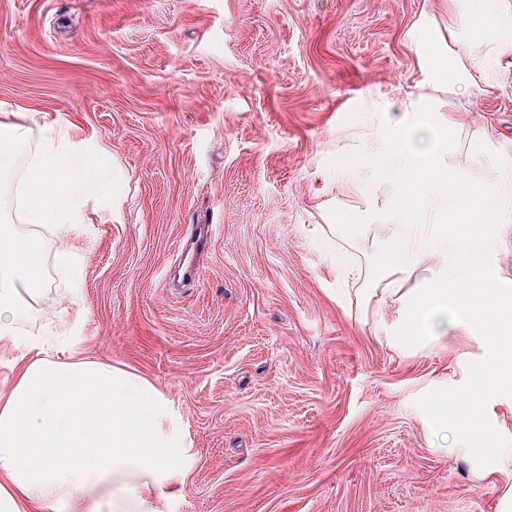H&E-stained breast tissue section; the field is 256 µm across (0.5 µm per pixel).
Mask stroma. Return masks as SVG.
Listing matches in <instances>:
<instances>
[{"label": "stroma", "mask_w": 512, "mask_h": 512, "mask_svg": "<svg viewBox=\"0 0 512 512\" xmlns=\"http://www.w3.org/2000/svg\"><path fill=\"white\" fill-rule=\"evenodd\" d=\"M451 0H0V103L104 145L121 204L86 203L83 351L174 400L196 450L172 512H502L508 480L433 446L421 397L462 385L483 341L393 336L367 293L372 235L331 208L365 144L350 113L435 86L458 121L448 164H512V51L463 36ZM425 28V47L412 34ZM486 146L473 150L474 143ZM208 228L197 283L183 245ZM43 274L57 276V230Z\"/></svg>", "instance_id": "35a3bbf8"}]
</instances>
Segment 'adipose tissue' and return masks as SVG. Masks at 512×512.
I'll use <instances>...</instances> for the list:
<instances>
[{
  "label": "adipose tissue",
  "mask_w": 512,
  "mask_h": 512,
  "mask_svg": "<svg viewBox=\"0 0 512 512\" xmlns=\"http://www.w3.org/2000/svg\"><path fill=\"white\" fill-rule=\"evenodd\" d=\"M501 0H463L454 23L479 22L512 49ZM37 140L26 159L18 151ZM112 194V174L70 123L0 104V349L14 358L0 376V512H171L176 484L196 454L173 400L148 379L83 358L82 311L56 323L53 341L18 327L48 319L44 244L25 232L50 224L63 235L60 275L82 297L71 261L83 252L88 199Z\"/></svg>",
  "instance_id": "ef3b65f1"
}]
</instances>
